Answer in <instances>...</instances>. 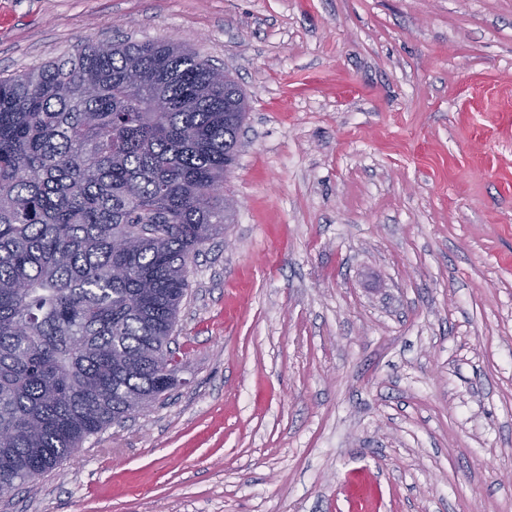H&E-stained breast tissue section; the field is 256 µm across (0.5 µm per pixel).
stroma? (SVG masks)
Listing matches in <instances>:
<instances>
[{"label": "stroma", "instance_id": "1", "mask_svg": "<svg viewBox=\"0 0 512 512\" xmlns=\"http://www.w3.org/2000/svg\"><path fill=\"white\" fill-rule=\"evenodd\" d=\"M169 42L248 100L177 385L0 512H512V0H0V75Z\"/></svg>", "mask_w": 512, "mask_h": 512}]
</instances>
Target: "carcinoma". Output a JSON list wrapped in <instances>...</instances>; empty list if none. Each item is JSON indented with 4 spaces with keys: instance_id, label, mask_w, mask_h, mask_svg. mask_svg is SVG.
<instances>
[{
    "instance_id": "cac0c4a2",
    "label": "carcinoma",
    "mask_w": 512,
    "mask_h": 512,
    "mask_svg": "<svg viewBox=\"0 0 512 512\" xmlns=\"http://www.w3.org/2000/svg\"><path fill=\"white\" fill-rule=\"evenodd\" d=\"M169 43L0 76V485L38 479L177 382L190 256L223 229L248 110Z\"/></svg>"
}]
</instances>
